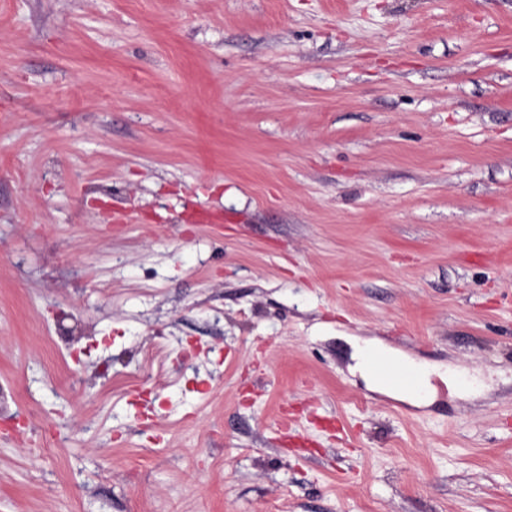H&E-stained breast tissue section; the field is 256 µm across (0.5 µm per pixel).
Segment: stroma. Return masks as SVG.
I'll use <instances>...</instances> for the list:
<instances>
[{
  "label": "stroma",
  "instance_id": "1",
  "mask_svg": "<svg viewBox=\"0 0 512 512\" xmlns=\"http://www.w3.org/2000/svg\"><path fill=\"white\" fill-rule=\"evenodd\" d=\"M0 512H512V0H0ZM356 360V370L366 377L377 390L391 392L403 399L416 403L424 402L432 394V386L430 384L432 372L427 365L403 362L391 350L369 341L358 346ZM377 360L394 361L407 366L419 375L421 379V386L415 390H401L393 389L382 384L374 377L373 366Z\"/></svg>",
  "mask_w": 512,
  "mask_h": 512
}]
</instances>
